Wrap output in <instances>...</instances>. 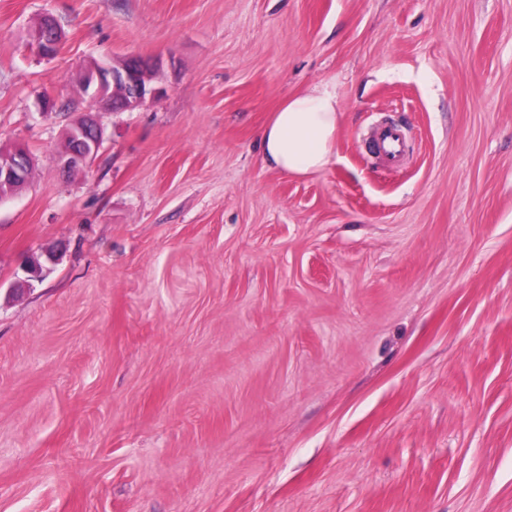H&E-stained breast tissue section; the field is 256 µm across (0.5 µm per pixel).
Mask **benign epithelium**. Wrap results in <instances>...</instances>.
Returning a JSON list of instances; mask_svg holds the SVG:
<instances>
[{"label":"benign epithelium","instance_id":"7a95c632","mask_svg":"<svg viewBox=\"0 0 512 512\" xmlns=\"http://www.w3.org/2000/svg\"><path fill=\"white\" fill-rule=\"evenodd\" d=\"M62 40L60 28L49 23L34 30L32 46L43 55L57 52ZM156 65L141 56L131 55L112 66L94 64L85 72V95L114 112L132 111L162 93L152 85ZM104 142L103 130L93 113L88 112L67 131L59 152L62 168L70 172L91 164ZM31 156L24 148L0 149V196L28 181Z\"/></svg>","mask_w":512,"mask_h":512}]
</instances>
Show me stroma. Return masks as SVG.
Listing matches in <instances>:
<instances>
[{
	"label": "stroma",
	"instance_id": "obj_1",
	"mask_svg": "<svg viewBox=\"0 0 512 512\" xmlns=\"http://www.w3.org/2000/svg\"><path fill=\"white\" fill-rule=\"evenodd\" d=\"M131 54L158 98L83 94ZM319 84L330 163L269 168L262 128ZM86 112L103 147L64 172ZM16 145L0 512H512V0H0ZM62 40L60 28L48 23L42 27H37L32 35V46L43 55H53L57 52ZM376 144L378 150L390 163L399 162L404 151V137L399 127L395 125L382 127L377 134Z\"/></svg>",
	"mask_w": 512,
	"mask_h": 512
}]
</instances>
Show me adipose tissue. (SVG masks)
<instances>
[{"instance_id":"obj_1","label":"adipose tissue","mask_w":512,"mask_h":512,"mask_svg":"<svg viewBox=\"0 0 512 512\" xmlns=\"http://www.w3.org/2000/svg\"><path fill=\"white\" fill-rule=\"evenodd\" d=\"M338 117L336 93L329 86L289 97L262 130L264 162L297 176L322 171L331 160Z\"/></svg>"}]
</instances>
